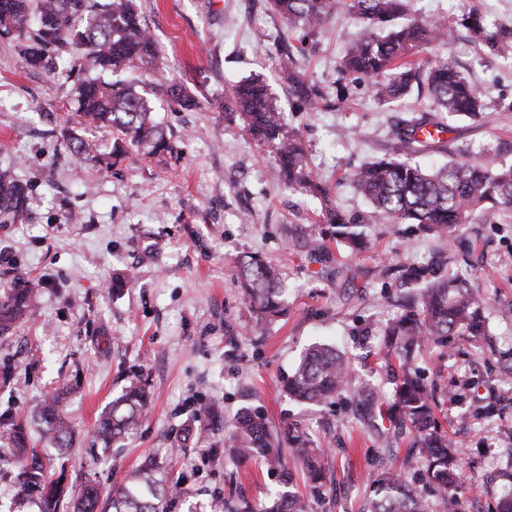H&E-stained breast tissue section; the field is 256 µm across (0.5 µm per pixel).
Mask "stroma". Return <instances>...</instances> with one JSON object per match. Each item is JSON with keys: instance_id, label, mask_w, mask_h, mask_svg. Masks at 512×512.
<instances>
[{"instance_id": "stroma-1", "label": "stroma", "mask_w": 512, "mask_h": 512, "mask_svg": "<svg viewBox=\"0 0 512 512\" xmlns=\"http://www.w3.org/2000/svg\"><path fill=\"white\" fill-rule=\"evenodd\" d=\"M137 7L163 75L199 107L158 106L173 153L146 160L134 152L109 169L77 163L64 149L75 110L65 57L49 71L22 69L19 38L0 36V165L16 164L28 185L24 220L0 226V287L19 270L42 282L28 321L0 337V362L15 366L10 387L0 388V412L29 419L37 433L38 403L68 382L74 390L64 412L75 436L67 450L40 449L37 462L49 476H64L75 491L92 480L108 493L150 456L180 492L173 512H205L218 491L264 501L279 477L255 460L226 461L206 443L176 455L170 448L200 402L219 401L228 416L258 406L275 430L299 424L324 447L312 512H360L372 482L411 456L408 432L375 427L372 409L347 400L298 404L281 380L311 344L332 343L351 357L357 387L391 392L398 371L384 365L381 329L417 288L397 265L438 261L485 296L488 335L425 346L414 366L434 385L439 423L463 453L458 512H492L512 465V383L499 375L512 358V211L494 224L465 225L444 245L404 224H368L371 248L349 255L326 237L320 200L276 181L273 156L241 123L225 120V96L239 80L262 77L299 129L313 178L352 215L369 205L348 174L390 155L395 125L428 110V96L413 91L386 104L367 82L343 75L340 59L365 30L342 16L310 37L298 58L322 94L318 110L301 112L277 74L285 38L299 33L263 0H137ZM468 10L512 29V0H407L405 18L452 21ZM420 56L469 75L486 102L478 120L444 117L443 148L425 162L512 164V121L501 117L512 105V59L481 50L460 27ZM244 254L283 274L285 312L271 322L256 323L241 303L235 274ZM122 272L134 280L113 291ZM133 369L154 392L149 416L118 454L102 453L94 425Z\"/></svg>"}]
</instances>
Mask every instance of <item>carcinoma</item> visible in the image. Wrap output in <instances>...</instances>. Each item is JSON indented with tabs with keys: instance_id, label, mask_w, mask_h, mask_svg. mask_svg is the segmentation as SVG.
<instances>
[{
	"instance_id": "cac0c4a2",
	"label": "carcinoma",
	"mask_w": 512,
	"mask_h": 512,
	"mask_svg": "<svg viewBox=\"0 0 512 512\" xmlns=\"http://www.w3.org/2000/svg\"><path fill=\"white\" fill-rule=\"evenodd\" d=\"M267 9L280 16L301 40L320 30L329 19L343 14L360 23L368 33L352 45L341 60V72L363 79L383 102L398 100L415 85L424 84L434 111L475 119L481 116L483 93L468 76L440 62H423L410 54L443 40L450 33L448 22L396 24L406 13L405 0H266ZM455 24L472 32L475 41L496 56H512V30L489 27L477 12L462 13ZM24 37L18 55L26 69L54 65L53 56L68 48L75 83L77 108L72 126L65 128L66 148L78 160L113 165L134 150L145 157L173 152L164 127L155 118V103L173 101L182 108L196 106L189 93L154 79L141 81L132 73L159 69L157 42L143 23L135 0H0V35ZM281 81L288 96L310 111L318 108L321 95L300 71L293 54L281 56ZM227 116L242 123L251 139L268 148L276 158V175L285 186L301 190L322 202L319 220L328 235L344 243L351 252L371 247L369 237L358 230L363 223L414 224L420 230L445 239L463 225L487 224L500 213L512 210V164L488 166L453 161L424 167L413 155L432 148L433 139L417 134L442 122L427 116L403 119L394 129V155L378 158L351 174L355 188L365 197L370 211L361 219L346 215L332 203L330 191L313 179L306 160L300 131L289 125L280 100L258 77L237 82L229 91ZM107 128L112 132V149L89 156L90 144L77 128ZM27 185L15 166L0 167V221L24 219ZM431 280L412 296L406 312L388 322L384 339L388 351L399 361L402 373L389 397L377 400L379 412L389 422L409 426L414 446L424 460L421 487L403 474H389L377 481L368 497V512H430L429 498H439L442 512H455L457 501L449 494L459 478L460 453L452 447L435 413L432 385L410 369L416 347L424 343L443 346L448 337L464 334L487 335L483 310L486 300L465 289V278H447L431 270ZM237 282L244 304L262 322L282 314L284 283L277 268L253 255L237 261ZM41 281L16 273L10 286L0 292V335L26 322ZM349 360L330 344L317 343L303 355L284 383L288 397L320 405L333 403L344 394L362 397L354 388ZM66 388L47 394L38 408L41 440L48 448L62 450L72 441L73 431L62 412ZM152 401L150 384L140 372H131L112 402L101 412L93 429L94 442L108 450L132 436L147 416ZM199 426L188 425L178 450L190 438L209 435L224 427V459L247 461L257 457L280 473V487L259 503L233 501L214 496L209 512H310V502L299 494L297 473L310 482V495H320L322 449L312 446L297 425L275 431L258 408H240L230 422L217 403L199 405ZM295 453L293 467L283 448ZM35 452L27 423L9 411L0 413V479L7 478L19 492V505L36 495L37 512H57L69 489L45 478L42 469L26 464ZM179 491L166 487L162 467L148 458L126 475L122 484L105 499L87 482L76 497L73 512H169V503Z\"/></svg>"
}]
</instances>
